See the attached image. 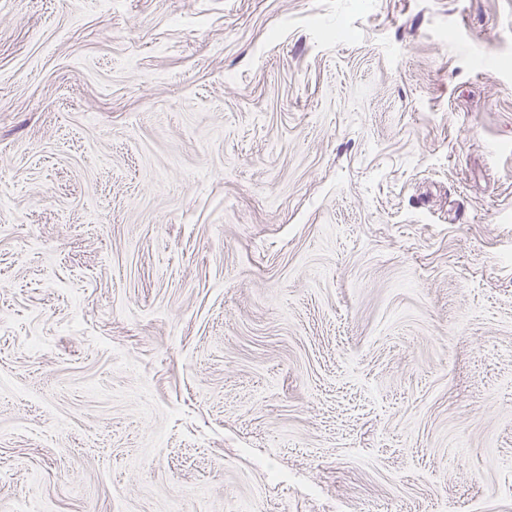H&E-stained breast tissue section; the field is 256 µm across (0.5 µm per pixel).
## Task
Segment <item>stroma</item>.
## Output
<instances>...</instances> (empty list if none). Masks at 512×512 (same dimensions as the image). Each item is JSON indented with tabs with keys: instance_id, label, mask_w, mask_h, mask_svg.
Listing matches in <instances>:
<instances>
[{
	"instance_id": "35a3bbf8",
	"label": "stroma",
	"mask_w": 512,
	"mask_h": 512,
	"mask_svg": "<svg viewBox=\"0 0 512 512\" xmlns=\"http://www.w3.org/2000/svg\"><path fill=\"white\" fill-rule=\"evenodd\" d=\"M0 512H512V0H0Z\"/></svg>"
}]
</instances>
